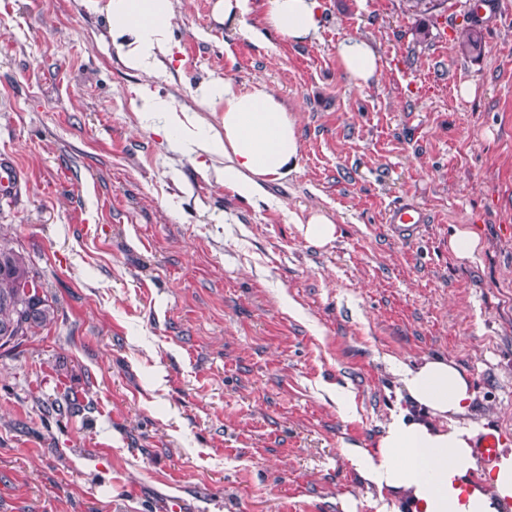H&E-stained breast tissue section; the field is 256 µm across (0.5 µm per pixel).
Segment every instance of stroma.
<instances>
[{
  "instance_id": "1",
  "label": "stroma",
  "mask_w": 512,
  "mask_h": 512,
  "mask_svg": "<svg viewBox=\"0 0 512 512\" xmlns=\"http://www.w3.org/2000/svg\"><path fill=\"white\" fill-rule=\"evenodd\" d=\"M320 2L311 42L175 5L161 96L260 81L297 119L296 168L245 201L143 125L105 17L0 0V153L22 173L0 242L54 309L0 348V512H404L346 451L417 415L394 367L433 359L471 382L461 423L512 446V0ZM467 26L481 56L458 50ZM347 37L379 56L369 86L341 68ZM401 203L425 214L410 242L385 222ZM316 211L323 246L299 230ZM459 227L474 258L448 247ZM304 238L310 243L323 246L335 238L336 225L332 218L324 213H312L305 223H300ZM449 247L461 259L473 258L480 248V240L468 229H456L449 239Z\"/></svg>"
}]
</instances>
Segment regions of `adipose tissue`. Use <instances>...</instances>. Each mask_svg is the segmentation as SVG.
I'll list each match as a JSON object with an SVG mask.
<instances>
[{
	"label": "adipose tissue",
	"mask_w": 512,
	"mask_h": 512,
	"mask_svg": "<svg viewBox=\"0 0 512 512\" xmlns=\"http://www.w3.org/2000/svg\"><path fill=\"white\" fill-rule=\"evenodd\" d=\"M84 7L105 14L112 46L123 64L143 77L134 103L148 119L159 120V133L184 152L205 159H223L215 180L242 199L261 197L264 184L287 176L297 165L300 139L297 122L265 84L244 90L229 79L198 86V106L221 115L220 126L199 120L192 109L159 96L153 82L172 56L174 0H82ZM259 12L260 26L245 25ZM214 18L244 24L249 38L274 31L291 41L316 39L321 29L319 0H216ZM344 72L355 86L375 78V49L358 38L341 40L336 48ZM402 382L410 401L442 426L392 416L373 454L350 450L362 478L402 496L410 512H505L512 502V448L499 451L487 487L471 486L467 475L477 467L472 452L474 432L460 424L474 397L466 376L451 362L429 360L404 369Z\"/></svg>",
	"instance_id": "adipose-tissue-1"
}]
</instances>
